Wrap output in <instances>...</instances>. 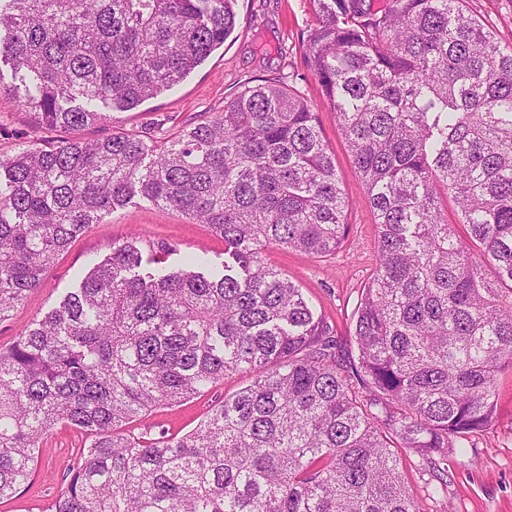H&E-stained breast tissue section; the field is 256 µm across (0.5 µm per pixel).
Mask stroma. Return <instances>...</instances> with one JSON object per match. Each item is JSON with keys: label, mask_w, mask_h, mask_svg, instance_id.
<instances>
[{"label": "stroma", "mask_w": 512, "mask_h": 512, "mask_svg": "<svg viewBox=\"0 0 512 512\" xmlns=\"http://www.w3.org/2000/svg\"><path fill=\"white\" fill-rule=\"evenodd\" d=\"M466 6L500 41L512 43V0H466ZM236 12L238 27L233 35L183 83L133 110L111 111L109 120L87 128L84 135L93 139L123 129L168 138L200 122L205 113L221 111L244 83L256 79L275 78L301 92L314 104L322 134L336 157L341 186L351 203L346 216L349 237L341 249L325 258L271 247L263 251L262 261L299 285L333 328L343 352L354 353L352 315L375 267L376 218L336 114L323 100L305 63L306 35L314 22L312 0H238ZM45 134L31 113L0 99L1 154H12L21 142L36 141ZM132 234L146 245H174L177 252L169 261L175 265L187 252L206 254L217 266L224 261V241L207 225L133 198L72 240L39 286L8 320L0 322V347L9 346L33 320L57 306L77 286L92 260L104 257L113 243ZM250 381L244 374L227 377L188 401L158 407L133 422L130 429L137 434L183 435L225 396ZM496 401L494 424L469 440L466 453L449 454L447 498L426 501L427 512H512V371L498 376ZM84 442L80 432L67 427L47 435L37 450L38 462L29 483L11 498L0 499V512H40L63 488L64 477Z\"/></svg>", "instance_id": "stroma-1"}]
</instances>
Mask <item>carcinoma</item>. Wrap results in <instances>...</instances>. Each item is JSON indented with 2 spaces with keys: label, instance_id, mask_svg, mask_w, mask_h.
<instances>
[{
  "label": "carcinoma",
  "instance_id": "cac0c4a2",
  "mask_svg": "<svg viewBox=\"0 0 512 512\" xmlns=\"http://www.w3.org/2000/svg\"><path fill=\"white\" fill-rule=\"evenodd\" d=\"M237 0H0V96L57 133L0 155V321L72 239L139 194L224 239L167 265L130 237L0 347V498L58 427L85 436L43 512H426L448 449L496 418L512 370V43L463 0H313L305 59L377 218L375 271L342 361L268 247L322 257L349 200L316 112L279 80L245 85L169 140L85 139L100 108L169 91L236 29ZM456 219L448 222V200ZM250 384L191 432L125 427L224 378Z\"/></svg>",
  "mask_w": 512,
  "mask_h": 512
}]
</instances>
